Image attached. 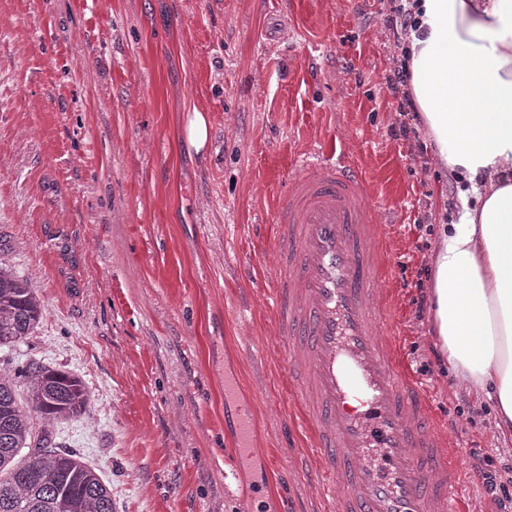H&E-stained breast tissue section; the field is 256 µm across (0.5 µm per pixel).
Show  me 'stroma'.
<instances>
[{"instance_id": "stroma-1", "label": "stroma", "mask_w": 512, "mask_h": 512, "mask_svg": "<svg viewBox=\"0 0 512 512\" xmlns=\"http://www.w3.org/2000/svg\"><path fill=\"white\" fill-rule=\"evenodd\" d=\"M301 4L295 23L285 0H0V242L45 304L7 356L86 382L91 419L58 425L57 442L111 482L114 512H278L285 488L322 512L304 478L284 481L296 463L261 236L269 159L334 130L392 223L406 365L471 451L458 503L497 512L473 452L512 492V440L491 400L458 387L433 321L462 180L389 87L395 0ZM194 107L211 128L200 154L183 135ZM230 378L256 411L246 463Z\"/></svg>"}]
</instances>
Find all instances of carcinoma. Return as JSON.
Returning <instances> with one entry per match:
<instances>
[{
  "mask_svg": "<svg viewBox=\"0 0 512 512\" xmlns=\"http://www.w3.org/2000/svg\"><path fill=\"white\" fill-rule=\"evenodd\" d=\"M6 256L0 246V348L33 335L44 313L36 291L9 268ZM90 398L82 378L68 370L33 359L0 362V512H113L111 484L79 454L56 445V425L85 415ZM32 446L40 452L15 464Z\"/></svg>",
  "mask_w": 512,
  "mask_h": 512,
  "instance_id": "obj_1",
  "label": "carcinoma"
}]
</instances>
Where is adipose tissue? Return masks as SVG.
Here are the masks:
<instances>
[{"label":"adipose tissue","instance_id":"adipose-tissue-1","mask_svg":"<svg viewBox=\"0 0 512 512\" xmlns=\"http://www.w3.org/2000/svg\"><path fill=\"white\" fill-rule=\"evenodd\" d=\"M409 88L450 173L459 221L433 257L434 322L450 370L512 437V0H417Z\"/></svg>","mask_w":512,"mask_h":512}]
</instances>
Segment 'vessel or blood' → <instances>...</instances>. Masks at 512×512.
Wrapping results in <instances>:
<instances>
[{
  "instance_id": "vessel-or-blood-1",
  "label": "vessel or blood",
  "mask_w": 512,
  "mask_h": 512,
  "mask_svg": "<svg viewBox=\"0 0 512 512\" xmlns=\"http://www.w3.org/2000/svg\"><path fill=\"white\" fill-rule=\"evenodd\" d=\"M294 172H267L276 216L272 322L305 436L306 480L335 512H456L461 442L430 411L403 369L394 256L375 193L342 141L298 151ZM254 410L238 409L243 456L253 454Z\"/></svg>"
}]
</instances>
